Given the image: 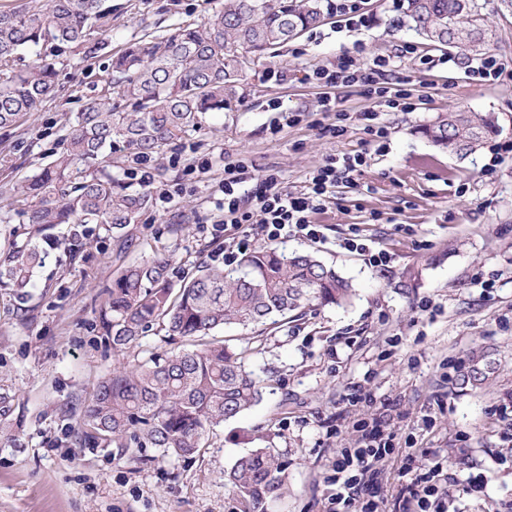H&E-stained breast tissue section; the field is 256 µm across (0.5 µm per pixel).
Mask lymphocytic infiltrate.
Instances as JSON below:
<instances>
[{"label": "lymphocytic infiltrate", "mask_w": 512, "mask_h": 512, "mask_svg": "<svg viewBox=\"0 0 512 512\" xmlns=\"http://www.w3.org/2000/svg\"><path fill=\"white\" fill-rule=\"evenodd\" d=\"M361 54L358 48L344 52L335 63L307 73L308 81L330 90L320 101L322 111L332 112L337 107L332 90L354 85L365 87L379 105L401 112L415 111L417 103L410 90L392 91L379 83L393 67V60L376 59L362 68L357 64ZM364 162L360 154L331 157L312 173L307 192L299 194L288 192L275 175L252 177L244 162L225 164L224 200L220 204L224 217L213 225L211 236L220 238L230 228L235 234L228 245L212 253V261L229 267L256 243L273 244L291 235L323 241L324 234L320 225L314 224L313 214L324 207L331 190L350 181ZM383 424V418H376L357 447L338 451L325 478L329 490L323 512H379L367 493L374 466L385 462L393 451L392 443L383 438ZM399 476L394 512H448V464L440 449L425 450L418 456L406 452Z\"/></svg>", "instance_id": "1"}]
</instances>
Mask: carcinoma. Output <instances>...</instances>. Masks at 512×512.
<instances>
[{"instance_id": "carcinoma-1", "label": "carcinoma", "mask_w": 512, "mask_h": 512, "mask_svg": "<svg viewBox=\"0 0 512 512\" xmlns=\"http://www.w3.org/2000/svg\"><path fill=\"white\" fill-rule=\"evenodd\" d=\"M333 0H224L222 8L194 28L179 27L161 38H143L112 57L109 87L129 103L119 108L105 96L86 104L71 122L65 153L20 187L28 206L29 231L0 259V283L19 298L36 286L43 263L41 243L50 230L74 224L67 239L72 258L86 246L89 226L122 232L152 201L146 190L117 183L100 167L106 151L121 143L141 155L160 151L196 127L203 114L222 112L237 97L246 70L267 50L292 40L333 15ZM404 23L425 40L470 55L488 49L476 0H406ZM112 32L106 0H49L0 10V128L36 112L56 89V62L37 57L15 70L29 46L85 45L93 34ZM500 132L492 112L450 110L422 129L439 150L460 160ZM100 324L112 347L137 343L155 323L167 340L190 342L163 358L123 365L104 380L87 406L76 439L94 448L110 446L132 459L150 446L162 459L201 451L209 432L235 419L262 397L254 372L237 352L209 332L226 325H256L313 304L340 306L352 283L314 253L285 254L263 246L245 256L237 274L199 269L173 288L169 263L155 257L127 267L107 288ZM482 356L460 364L463 378L485 380ZM288 463L260 448L236 460L228 481L246 512H265L266 502L288 490Z\"/></svg>"}]
</instances>
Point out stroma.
<instances>
[{"mask_svg": "<svg viewBox=\"0 0 512 512\" xmlns=\"http://www.w3.org/2000/svg\"><path fill=\"white\" fill-rule=\"evenodd\" d=\"M223 0H112V31L104 49L64 50L59 90L17 126L0 129V249L20 235L28 204L7 194L65 146L70 120L101 95L111 74L109 57L128 42L200 24ZM399 0H364L372 18L361 30L338 29L335 19L276 53L255 60L239 99L229 110L206 114L198 127L152 154L155 185L169 204L152 201L120 248L111 232L94 227L82 258L48 249L36 288L24 300L0 288V512H243L227 481L235 461L269 448L288 462V491L266 512H320L324 478L336 452L361 438L354 424L371 419L377 402L394 406L396 445L414 435L418 448H440L455 481L482 475V493L449 499L450 512H503L512 504V447L500 434L512 418L491 406L512 402V153L493 161L491 146L459 160L423 138L419 129L452 109L491 112L499 140H512V80L481 81L463 65L428 67L400 55L404 43L439 59L448 49L428 46L402 27ZM497 40L490 51L512 64V10L500 0H479ZM363 45L364 60L393 56L384 80L410 82L413 112L378 107L362 87L336 90L347 131L333 136L338 112H324V88L306 72L335 62ZM278 71L280 80L266 79ZM304 111L284 124L286 109ZM378 110L390 133L376 153L359 113ZM363 154L353 182L334 188L321 224L324 242L298 236L279 242L286 252H316L351 280L355 294L343 307H312L298 318L242 328L229 325L213 338L247 350L266 380L261 401L210 433L203 449L179 460L145 465L113 457L108 448L76 441L83 412L114 366L163 355L170 346L153 326L125 352L99 331V315L113 278L127 266L168 258L171 277L209 265L208 225L223 217L225 164L244 161L252 174H277L285 189L305 191L327 157ZM391 256L389 267L343 249L351 231ZM494 279L474 286L475 276ZM432 303L430 311L421 301ZM482 354L485 381L443 383L442 361ZM362 403L351 406L345 394ZM435 410L433 427L421 418Z\"/></svg>", "mask_w": 512, "mask_h": 512, "instance_id": "35a3bbf8", "label": "stroma"}]
</instances>
